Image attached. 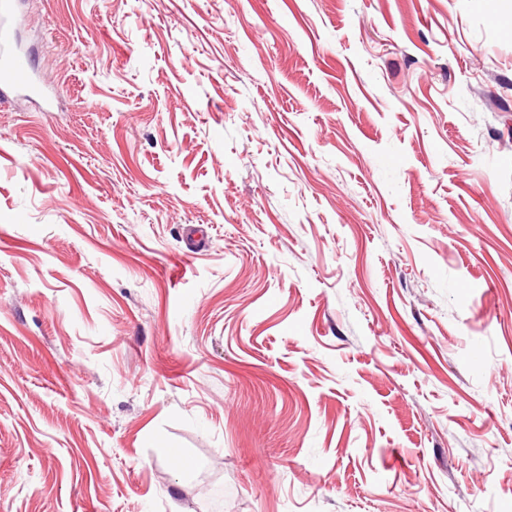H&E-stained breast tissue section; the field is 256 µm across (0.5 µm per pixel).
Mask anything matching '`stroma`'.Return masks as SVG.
<instances>
[{
    "mask_svg": "<svg viewBox=\"0 0 512 512\" xmlns=\"http://www.w3.org/2000/svg\"><path fill=\"white\" fill-rule=\"evenodd\" d=\"M20 2L0 512H512V0ZM40 83L31 58L18 55L8 57L0 67V103L21 93L29 97L41 95Z\"/></svg>",
    "mask_w": 512,
    "mask_h": 512,
    "instance_id": "obj_1",
    "label": "stroma"
}]
</instances>
